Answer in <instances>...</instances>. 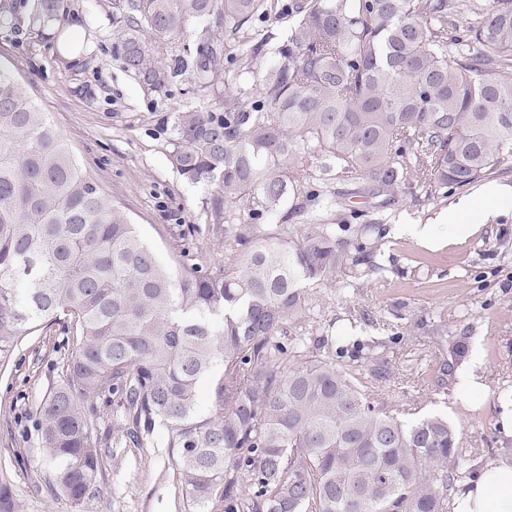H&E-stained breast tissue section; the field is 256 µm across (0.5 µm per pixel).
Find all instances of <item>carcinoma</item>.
<instances>
[{
	"instance_id": "1",
	"label": "carcinoma",
	"mask_w": 512,
	"mask_h": 512,
	"mask_svg": "<svg viewBox=\"0 0 512 512\" xmlns=\"http://www.w3.org/2000/svg\"><path fill=\"white\" fill-rule=\"evenodd\" d=\"M279 0H126L128 68L161 89L174 74L138 35L179 37L189 18L231 31L192 61L201 88L221 59L224 112L191 108L174 119L171 163L216 186L215 215L236 261L187 262L175 274L123 209L77 165L47 113L0 68V369L43 323L62 325L65 378L41 401L38 426L53 488L80 507L98 490L108 437L144 445L155 425L173 462L185 512H448V486L470 476L462 433L415 403L397 408L366 384L386 380L400 339L357 343L341 363L307 329L316 289L343 294L380 269L378 224H231L291 196L317 204L324 176L383 197L408 181L432 196L496 173L512 159V0L483 10L461 0H294L292 24L263 76L247 23ZM57 0H37L33 22ZM470 18L459 25L456 14ZM210 383V406L198 409ZM112 405L101 432L94 400ZM0 512H24L0 483Z\"/></svg>"
}]
</instances>
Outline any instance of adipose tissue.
Returning a JSON list of instances; mask_svg holds the SVG:
<instances>
[{
    "mask_svg": "<svg viewBox=\"0 0 512 512\" xmlns=\"http://www.w3.org/2000/svg\"><path fill=\"white\" fill-rule=\"evenodd\" d=\"M512 216V185L489 181L454 198L435 224L448 230V240L459 243L483 224ZM435 224H409L408 235L423 244L437 240ZM455 512H512V456L488 459L469 488L455 495Z\"/></svg>",
    "mask_w": 512,
    "mask_h": 512,
    "instance_id": "obj_1",
    "label": "adipose tissue"
}]
</instances>
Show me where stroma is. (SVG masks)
Listing matches in <instances>:
<instances>
[{
    "instance_id": "35a3bbf8",
    "label": "stroma",
    "mask_w": 512,
    "mask_h": 512,
    "mask_svg": "<svg viewBox=\"0 0 512 512\" xmlns=\"http://www.w3.org/2000/svg\"><path fill=\"white\" fill-rule=\"evenodd\" d=\"M122 0H59L51 22L31 21L35 0H0V65L15 71L25 89L72 149L80 167L133 219L159 262L174 269L184 258L206 266L228 262L224 224L214 218V185L193 184L170 162L173 116L192 107L224 109V88L198 87L183 71L163 88L145 85L125 69L120 41L129 28ZM78 24L82 57L69 60L59 47L61 27ZM208 21L191 20L183 34L154 47L163 63L186 60L208 37ZM329 181L318 209L325 224H352L357 215L379 220L384 231L383 269L353 294H315L313 315L332 336L344 335L351 316L371 318L356 339L407 332L430 337L428 381L439 365H460L478 355L489 387L487 399L465 404L412 380L395 377L381 385L388 403L420 401L424 411L447 415L463 433L473 469L497 454L512 455V436L499 423L498 400L512 393V218L485 225L460 245L437 248L404 234L406 224H424L445 209L459 187L427 197L405 188L394 204L380 207L368 194L343 196ZM448 333L431 338L434 324ZM69 357L60 325L26 336L0 370V481L11 485L24 512H184L162 428L146 448L112 446L99 477V491L73 507L51 490V465L42 455L37 407L61 384Z\"/></svg>"
}]
</instances>
